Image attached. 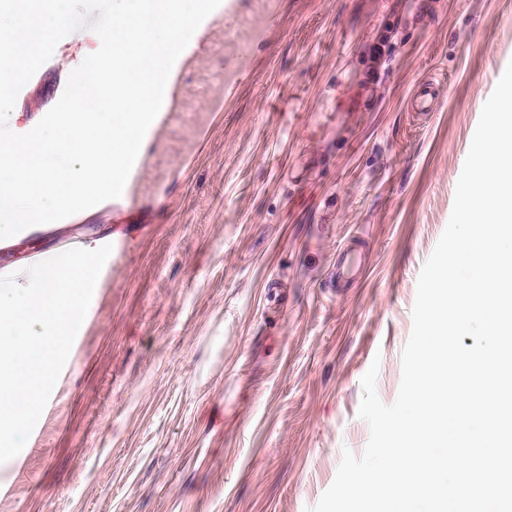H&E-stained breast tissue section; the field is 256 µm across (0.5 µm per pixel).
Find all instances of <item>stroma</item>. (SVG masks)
I'll return each mask as SVG.
<instances>
[{"instance_id":"stroma-1","label":"stroma","mask_w":512,"mask_h":512,"mask_svg":"<svg viewBox=\"0 0 512 512\" xmlns=\"http://www.w3.org/2000/svg\"><path fill=\"white\" fill-rule=\"evenodd\" d=\"M239 0L173 86L120 205L25 229L111 243L0 512H309L370 436L361 380L392 404L421 269L443 234L483 106L512 63V0ZM388 66L368 81L389 24ZM62 39L13 132L61 97ZM446 79L425 116L407 103ZM367 273L339 284L349 238Z\"/></svg>"}]
</instances>
